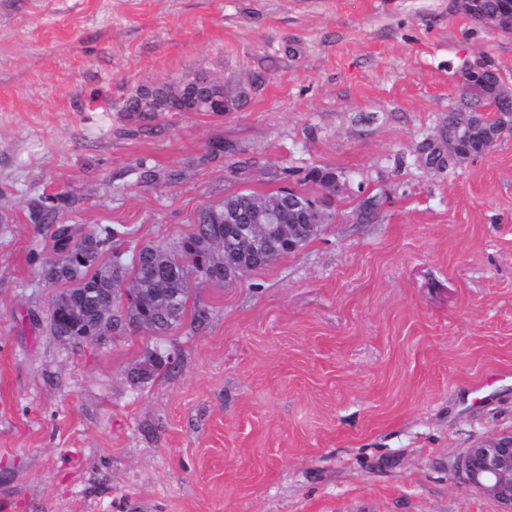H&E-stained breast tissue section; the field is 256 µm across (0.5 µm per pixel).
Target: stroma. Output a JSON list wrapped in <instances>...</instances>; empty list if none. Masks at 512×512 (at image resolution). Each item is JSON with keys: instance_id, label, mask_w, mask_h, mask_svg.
<instances>
[{"instance_id": "35a3bbf8", "label": "stroma", "mask_w": 512, "mask_h": 512, "mask_svg": "<svg viewBox=\"0 0 512 512\" xmlns=\"http://www.w3.org/2000/svg\"><path fill=\"white\" fill-rule=\"evenodd\" d=\"M476 62L512 87V34L454 0H0L9 512H498L457 464L512 431V133L426 162ZM201 73L242 86L240 109L123 110ZM314 167L348 183L332 220L193 288L201 327L52 334L51 229L29 197H67L60 219L125 247H168L202 206L303 188ZM156 346L175 366L133 384Z\"/></svg>"}]
</instances>
